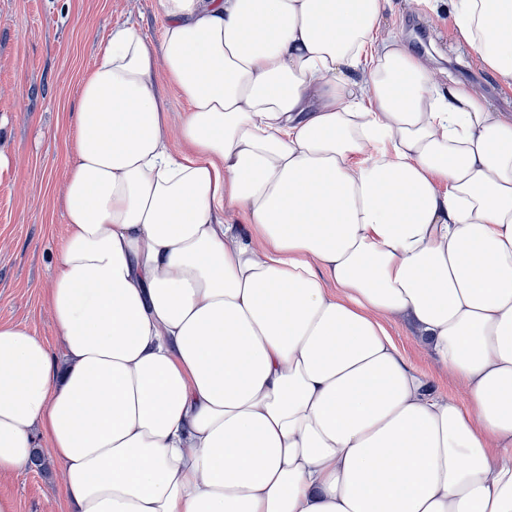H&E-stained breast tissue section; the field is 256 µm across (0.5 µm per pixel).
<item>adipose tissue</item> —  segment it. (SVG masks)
<instances>
[{
    "instance_id": "1",
    "label": "adipose tissue",
    "mask_w": 512,
    "mask_h": 512,
    "mask_svg": "<svg viewBox=\"0 0 512 512\" xmlns=\"http://www.w3.org/2000/svg\"><path fill=\"white\" fill-rule=\"evenodd\" d=\"M438 2L512 83V0ZM159 5L161 49L115 27L80 82L62 352L0 324V476L46 453L68 512H512V118L375 41L385 0ZM162 93L166 98L169 108V119H170V140L174 150L178 151L183 149V143L179 136L178 131V120L182 112H184L186 106L180 97L177 89L168 84L166 81H161ZM402 354L421 372L435 381L438 391L460 405L466 404L463 384L448 376V371L437 365L430 355L419 345L412 325L403 320L392 322L389 327Z\"/></svg>"
}]
</instances>
